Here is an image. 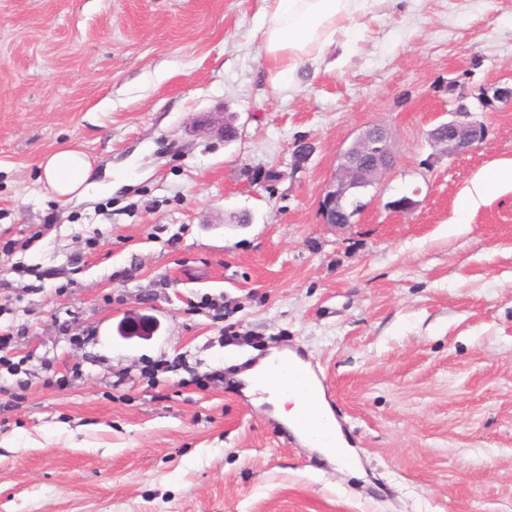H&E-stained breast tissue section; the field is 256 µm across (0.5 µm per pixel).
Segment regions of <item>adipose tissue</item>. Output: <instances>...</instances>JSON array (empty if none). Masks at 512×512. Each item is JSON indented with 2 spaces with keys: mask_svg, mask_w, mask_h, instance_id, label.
Returning a JSON list of instances; mask_svg holds the SVG:
<instances>
[{
  "mask_svg": "<svg viewBox=\"0 0 512 512\" xmlns=\"http://www.w3.org/2000/svg\"><path fill=\"white\" fill-rule=\"evenodd\" d=\"M258 31L264 67L278 90L298 86L303 67L319 69L328 46L349 47L350 37L369 10L370 0H261ZM95 173L89 156L72 147L49 155L41 164V179L56 197L73 198L94 189ZM272 356H265L245 379L246 394L267 393L275 416L295 427L307 409L301 394L287 376L271 373Z\"/></svg>",
  "mask_w": 512,
  "mask_h": 512,
  "instance_id": "1",
  "label": "adipose tissue"
}]
</instances>
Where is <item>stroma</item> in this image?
I'll return each mask as SVG.
<instances>
[{
	"label": "stroma",
	"instance_id": "obj_1",
	"mask_svg": "<svg viewBox=\"0 0 512 512\" xmlns=\"http://www.w3.org/2000/svg\"><path fill=\"white\" fill-rule=\"evenodd\" d=\"M260 5L0 0V512H512V185L457 222L512 162V105L466 154L430 137L512 85V0H373L288 94ZM372 126L393 166L323 223ZM73 145L112 170L87 201L39 179ZM274 350L326 383L357 470L242 392L230 358ZM500 184L512 185V163L496 167L490 175L477 179L473 183L460 209L461 216L464 217L471 209L478 206L493 186Z\"/></svg>",
	"mask_w": 512,
	"mask_h": 512
}]
</instances>
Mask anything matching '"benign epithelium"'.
<instances>
[{"instance_id":"1","label":"benign epithelium","mask_w":512,"mask_h":512,"mask_svg":"<svg viewBox=\"0 0 512 512\" xmlns=\"http://www.w3.org/2000/svg\"><path fill=\"white\" fill-rule=\"evenodd\" d=\"M486 136L485 125L472 118V110L461 103L452 119L431 131L435 143L446 147L448 154L472 151ZM394 158L390 137L381 128H368L338 155L336 177L325 189L320 213L325 223L342 228L364 207L365 191L390 169Z\"/></svg>"}]
</instances>
